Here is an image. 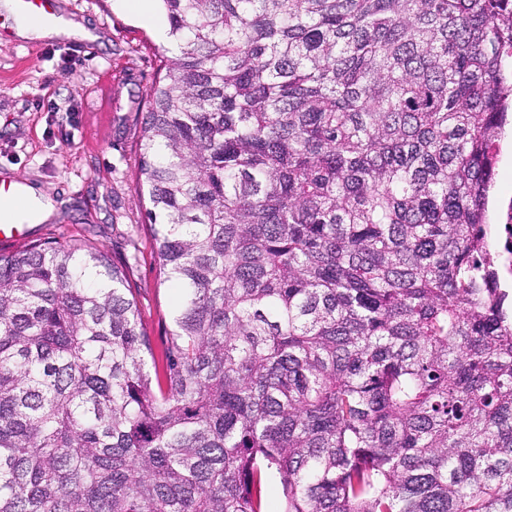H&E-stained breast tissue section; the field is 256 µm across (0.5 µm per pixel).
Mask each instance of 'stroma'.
Here are the masks:
<instances>
[{
	"mask_svg": "<svg viewBox=\"0 0 512 512\" xmlns=\"http://www.w3.org/2000/svg\"><path fill=\"white\" fill-rule=\"evenodd\" d=\"M96 40H27L0 12V180L35 186L55 214L29 237L105 249L122 269L153 337L171 326L164 282L136 172L145 113L169 41L120 0H56Z\"/></svg>",
	"mask_w": 512,
	"mask_h": 512,
	"instance_id": "1",
	"label": "stroma"
}]
</instances>
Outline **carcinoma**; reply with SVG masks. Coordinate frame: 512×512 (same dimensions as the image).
<instances>
[{"label":"carcinoma","mask_w":512,"mask_h":512,"mask_svg":"<svg viewBox=\"0 0 512 512\" xmlns=\"http://www.w3.org/2000/svg\"><path fill=\"white\" fill-rule=\"evenodd\" d=\"M159 2L173 326L88 242L0 252V512H512V0ZM488 224L487 233L497 258V278L500 284L512 280V195L498 203Z\"/></svg>","instance_id":"cac0c4a2"}]
</instances>
